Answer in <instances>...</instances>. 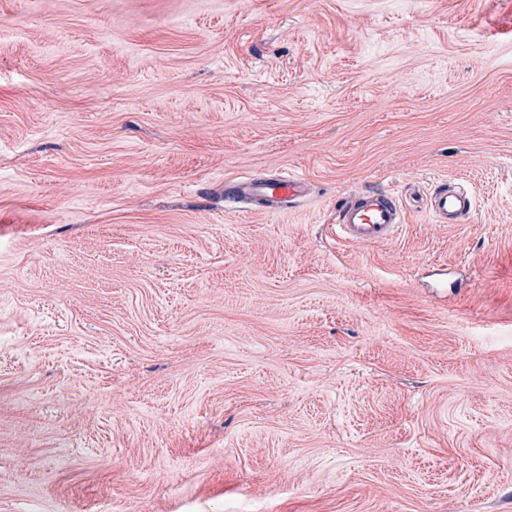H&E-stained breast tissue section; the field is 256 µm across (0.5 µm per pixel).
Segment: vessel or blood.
Instances as JSON below:
<instances>
[{
  "label": "vessel or blood",
  "mask_w": 512,
  "mask_h": 512,
  "mask_svg": "<svg viewBox=\"0 0 512 512\" xmlns=\"http://www.w3.org/2000/svg\"><path fill=\"white\" fill-rule=\"evenodd\" d=\"M228 194L236 201L251 204L260 212L281 211L306 200L309 184L296 174L247 179L231 183ZM426 208L436 223L458 224L470 212L472 202L461 189L444 184L428 195ZM336 212L339 236L361 243L390 241L406 220L398 197L382 190L354 194L337 206Z\"/></svg>",
  "instance_id": "b4317fda"
}]
</instances>
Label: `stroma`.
<instances>
[{"instance_id": "35a3bbf8", "label": "stroma", "mask_w": 512, "mask_h": 512, "mask_svg": "<svg viewBox=\"0 0 512 512\" xmlns=\"http://www.w3.org/2000/svg\"><path fill=\"white\" fill-rule=\"evenodd\" d=\"M0 512H512V0H0ZM228 194L237 202L246 201L259 212L283 211L291 204L306 200L309 184L301 175L289 174L263 179L226 183ZM426 208L439 224H458L472 208L471 198L461 189L443 183L427 197ZM336 212L339 236L361 243L390 241L406 220L398 197L382 190L354 194L337 206Z\"/></svg>"}]
</instances>
